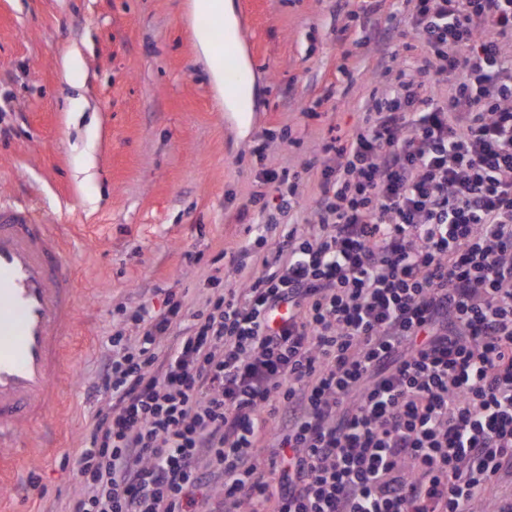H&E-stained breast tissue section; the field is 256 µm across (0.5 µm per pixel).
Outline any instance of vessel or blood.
<instances>
[{
	"label": "vessel or blood",
	"mask_w": 512,
	"mask_h": 512,
	"mask_svg": "<svg viewBox=\"0 0 512 512\" xmlns=\"http://www.w3.org/2000/svg\"><path fill=\"white\" fill-rule=\"evenodd\" d=\"M238 41L218 39L231 95L246 86ZM70 267L55 225L35 223L25 209H0V481L11 486L36 449L30 432L54 419L63 393L78 310Z\"/></svg>",
	"instance_id": "b4317fda"
}]
</instances>
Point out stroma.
<instances>
[{
    "instance_id": "obj_1",
    "label": "stroma",
    "mask_w": 512,
    "mask_h": 512,
    "mask_svg": "<svg viewBox=\"0 0 512 512\" xmlns=\"http://www.w3.org/2000/svg\"><path fill=\"white\" fill-rule=\"evenodd\" d=\"M246 34L254 107L231 112L200 53L193 0H0V204L54 224L79 288L77 334L52 452L26 461L12 512H66L76 449L101 404L87 390L127 313L181 301L178 329L206 295L239 287L225 258L264 210L279 223L296 173L314 202L323 145L361 125L371 77L392 63L378 40L390 0H233ZM82 65L65 73L63 61Z\"/></svg>"
}]
</instances>
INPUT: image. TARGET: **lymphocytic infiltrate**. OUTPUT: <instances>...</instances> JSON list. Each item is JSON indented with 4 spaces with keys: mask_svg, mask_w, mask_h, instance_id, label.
<instances>
[{
    "mask_svg": "<svg viewBox=\"0 0 512 512\" xmlns=\"http://www.w3.org/2000/svg\"><path fill=\"white\" fill-rule=\"evenodd\" d=\"M419 52L324 146L241 287L135 312L68 512H479L512 485V0H413ZM446 91H439V84Z\"/></svg>",
    "mask_w": 512,
    "mask_h": 512,
    "instance_id": "lymphocytic-infiltrate-1",
    "label": "lymphocytic infiltrate"
}]
</instances>
